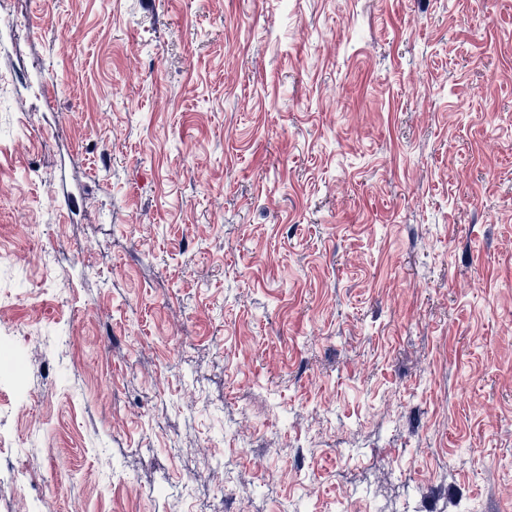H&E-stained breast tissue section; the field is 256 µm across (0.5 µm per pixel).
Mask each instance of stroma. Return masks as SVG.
<instances>
[{
    "instance_id": "1",
    "label": "stroma",
    "mask_w": 512,
    "mask_h": 512,
    "mask_svg": "<svg viewBox=\"0 0 512 512\" xmlns=\"http://www.w3.org/2000/svg\"><path fill=\"white\" fill-rule=\"evenodd\" d=\"M0 16V512H512V0Z\"/></svg>"
}]
</instances>
